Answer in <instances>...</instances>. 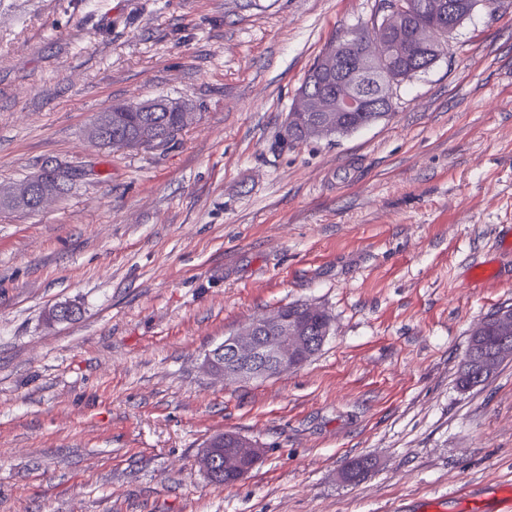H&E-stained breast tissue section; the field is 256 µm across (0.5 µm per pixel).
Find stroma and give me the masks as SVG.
<instances>
[{
	"label": "stroma",
	"instance_id": "obj_1",
	"mask_svg": "<svg viewBox=\"0 0 512 512\" xmlns=\"http://www.w3.org/2000/svg\"><path fill=\"white\" fill-rule=\"evenodd\" d=\"M379 0H0V512H396L512 487V361L456 378L512 308V6L479 4L390 115L288 143L325 46ZM189 103L167 144L89 131L117 103ZM331 318L299 369L227 383L206 354L255 316ZM79 309L52 322L53 306ZM261 462L212 485L209 436ZM376 466L342 482L354 460ZM50 181H53L56 185L57 189L55 191L50 188L45 189V184ZM66 187L67 183L62 180L59 170L52 167L44 169L36 176L20 183L8 186L0 185V196L6 195L10 197L20 209L37 211L43 208L49 200L56 199V194L62 192ZM15 203L11 200L0 198V208L19 209ZM232 443L233 448H215V453L217 457L220 459L218 469L219 474H217V481L214 483L209 475V460L204 463V467L206 470V474L210 482L216 485H229L232 484L231 474L228 472H224L225 469H235V481H240L244 476H246L262 459V448L253 442L252 440L241 436L237 433L233 432H224V443ZM236 448H241L242 452L245 455L246 461L241 462L239 458L229 457L224 460V455L234 451Z\"/></svg>",
	"mask_w": 512,
	"mask_h": 512
}]
</instances>
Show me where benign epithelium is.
I'll list each match as a JSON object with an SVG mask.
<instances>
[{"instance_id":"7a95c632","label":"benign epithelium","mask_w":512,"mask_h":512,"mask_svg":"<svg viewBox=\"0 0 512 512\" xmlns=\"http://www.w3.org/2000/svg\"><path fill=\"white\" fill-rule=\"evenodd\" d=\"M445 17V5L441 0L436 3H421L416 11L406 14L396 8L386 9L382 20L376 23L380 36L372 43H365L359 30H354L342 45V52L349 55L356 69L352 76L338 72L336 82V101L314 95L306 90L296 95L290 108L291 119L302 121L307 115H316L318 120L307 124L305 130L317 137L345 133L343 112H387L392 103L393 84H380V92L363 95L359 93L357 81L371 73L370 61L387 60L399 49V40L406 24L417 21V13L425 10ZM448 23L447 30H452ZM445 30V31H447ZM438 25L420 23L415 28L417 42L430 49L442 45L445 34ZM65 183L56 168H48L34 177L13 185H0V196L13 199L18 207L26 211H37L57 198V194L66 189ZM499 341L495 349L494 361L512 359V315L495 317ZM319 340L306 335L305 324L288 316V310L280 309L273 314L257 317L237 333L224 339L206 355V366L224 375V380H249L282 374L302 366L313 354ZM224 442L242 449L246 461L235 457L224 460V468L235 470V481H240L262 459V448L252 440L237 433H224Z\"/></svg>"}]
</instances>
